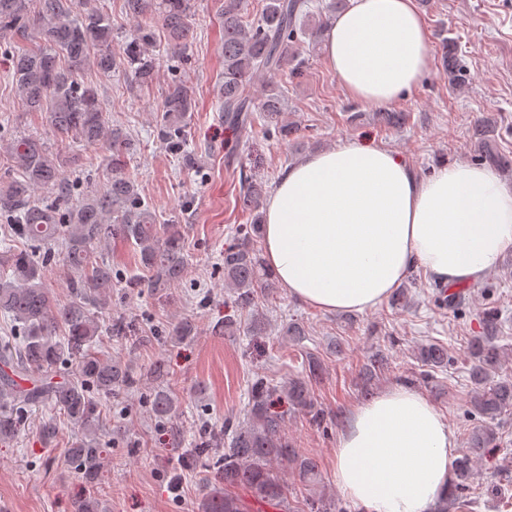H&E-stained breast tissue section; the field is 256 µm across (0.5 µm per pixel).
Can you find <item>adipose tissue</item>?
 <instances>
[{"mask_svg": "<svg viewBox=\"0 0 512 512\" xmlns=\"http://www.w3.org/2000/svg\"><path fill=\"white\" fill-rule=\"evenodd\" d=\"M322 49L347 95L378 106L408 93L431 62L415 0H351ZM262 235L266 264L291 297L364 312L418 269L440 286L481 282L512 252V184L467 162L424 175L382 145L346 141L288 166ZM456 448L435 405L394 385L345 414L333 479L351 512H436Z\"/></svg>", "mask_w": 512, "mask_h": 512, "instance_id": "adipose-tissue-1", "label": "adipose tissue"}]
</instances>
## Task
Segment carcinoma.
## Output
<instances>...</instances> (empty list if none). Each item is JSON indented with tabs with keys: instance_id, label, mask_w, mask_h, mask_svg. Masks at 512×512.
Wrapping results in <instances>:
<instances>
[{
	"instance_id": "carcinoma-1",
	"label": "carcinoma",
	"mask_w": 512,
	"mask_h": 512,
	"mask_svg": "<svg viewBox=\"0 0 512 512\" xmlns=\"http://www.w3.org/2000/svg\"><path fill=\"white\" fill-rule=\"evenodd\" d=\"M97 2L82 0L84 8L78 13L76 0H37L35 12L30 0H0V38L35 34L33 48L12 55L15 95L27 111L46 113L55 133L90 145L102 144L112 152L110 183L103 190L89 191L80 188L83 177L73 182L66 177L64 160L39 138H21L9 149V159L20 177L0 187V213L10 235L33 247L30 252L14 254L8 270L0 274V313L22 331L18 338L0 339V363L9 368L0 372V442L19 435L28 406L50 405L83 431L82 442L70 449L69 462L92 488L99 480L104 448L96 437L97 406L89 390L111 395L141 385L121 359L104 361L89 353L100 329L96 310L106 307L112 288L122 280L104 263L86 273L93 246L111 235L134 244L150 273L143 287L150 290L180 283L186 259L177 226L156 223L150 204L122 173L130 139L122 128L109 124L97 87L83 81L82 73L90 66L107 75L122 70L139 86L151 83L157 65L150 51L155 35L152 21L157 19L167 36L169 80L154 135L171 152L184 153L186 118L195 109L193 91L183 78L191 65V0H123L133 29L116 49L112 48L111 17ZM247 6V0H219L224 27L221 110L224 122L240 129L253 121L245 93L247 82L288 65L292 73L301 74L305 59L299 47L306 40L313 46L319 44L329 21L315 17L311 0H268L257 23L248 26L243 21ZM445 44L448 83L457 86L461 77L457 47L450 38ZM261 112L267 133L277 138L293 135L294 130L279 120L282 99L276 87L265 89ZM493 132L491 124L475 123V157L509 173L512 156L490 147ZM266 192L262 180L244 178L240 203L252 214V223L242 225L234 242L224 248V283L237 291V302L243 308L251 307L255 297L265 299L280 288L257 248L262 233L258 210ZM52 244L64 249L74 274L72 298L60 307L52 306L43 286ZM497 323L498 313L487 312L481 335L473 337L468 347L475 386L469 413L480 417L481 424L471 433L466 453L455 461L441 512H448L450 504L467 501L477 464L495 448L492 422L512 410V380L490 383L504 358L494 344ZM74 360L79 383L54 381V374ZM417 360L423 367L420 379L430 384L434 373L448 367L450 356L447 347L427 343L418 349ZM387 364L388 356L381 350L375 352L364 365L365 378L378 375ZM305 372L283 385L256 379L250 388L246 420L224 419V429L192 449L194 459L212 454L202 512H248L245 501L235 493L238 488L279 512H348L335 499L316 494L299 506H290L288 487L273 470L275 464L291 470L304 486L317 480L316 460L295 448L286 433L285 413L274 410L275 403L285 399L288 405L305 410L315 425L323 424L325 415L311 395V382L323 373L322 362L307 356ZM149 403L160 427L172 423L174 404L168 394L157 391Z\"/></svg>"
}]
</instances>
